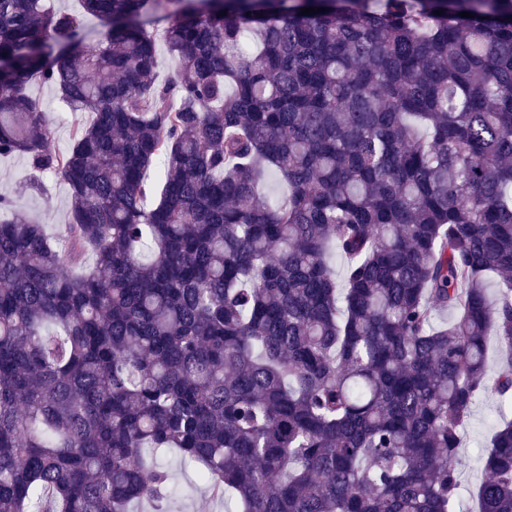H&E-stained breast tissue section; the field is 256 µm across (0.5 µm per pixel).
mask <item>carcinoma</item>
I'll list each match as a JSON object with an SVG mask.
<instances>
[{
	"instance_id": "cac0c4a2",
	"label": "carcinoma",
	"mask_w": 512,
	"mask_h": 512,
	"mask_svg": "<svg viewBox=\"0 0 512 512\" xmlns=\"http://www.w3.org/2000/svg\"><path fill=\"white\" fill-rule=\"evenodd\" d=\"M81 2L94 44L0 0V157L71 197L53 237L0 194V512L160 503L166 449L225 512H458L512 401V0ZM35 80L88 113L64 154ZM481 462L512 512V422ZM167 25V21L166 23L159 24V26L153 24L150 25V30L156 40L158 47L157 73L160 79L166 78L175 67V61L168 53L164 40V30ZM512 418V404L503 403L494 394L482 396L471 408L461 430L459 455L463 462L460 474V506L466 511L477 509L476 492L486 478L478 452L486 446L501 419Z\"/></svg>"
}]
</instances>
